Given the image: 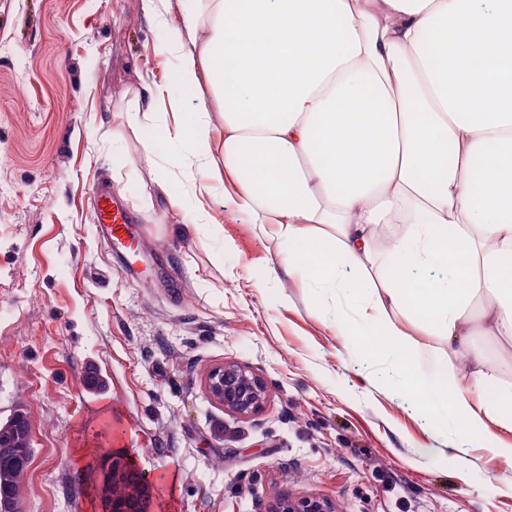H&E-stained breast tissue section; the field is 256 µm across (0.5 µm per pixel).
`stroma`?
I'll return each mask as SVG.
<instances>
[{
  "label": "stroma",
  "instance_id": "obj_1",
  "mask_svg": "<svg viewBox=\"0 0 512 512\" xmlns=\"http://www.w3.org/2000/svg\"><path fill=\"white\" fill-rule=\"evenodd\" d=\"M142 0H0V421L30 419L23 512H105L101 455L122 445L152 481L154 512H262L283 496L341 512H512V465L459 460L395 397L394 358L365 362L335 304L312 303L275 225L232 211L207 179L214 236L158 203L129 114L142 82L181 58ZM108 191L135 242L111 244L94 212ZM231 362L265 379L241 417L206 395ZM104 392L84 386L89 371Z\"/></svg>",
  "mask_w": 512,
  "mask_h": 512
}]
</instances>
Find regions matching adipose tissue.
<instances>
[{
    "label": "adipose tissue",
    "instance_id": "ef3b65f1",
    "mask_svg": "<svg viewBox=\"0 0 512 512\" xmlns=\"http://www.w3.org/2000/svg\"><path fill=\"white\" fill-rule=\"evenodd\" d=\"M166 28L176 79L135 95L145 149L181 148L206 176L228 173L235 208L276 225L313 299L332 288L358 324L410 364L402 395L460 450L512 464V392L471 388L497 372L476 336L512 341V0H181ZM220 91L224 156L207 105L183 111L200 81ZM174 111L155 119L156 104ZM398 224L379 256L373 228ZM487 298L474 311L476 298ZM411 312L475 367L464 387L400 322Z\"/></svg>",
    "mask_w": 512,
    "mask_h": 512
}]
</instances>
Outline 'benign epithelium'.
I'll use <instances>...</instances> for the list:
<instances>
[{"label":"benign epithelium","instance_id":"benign-epithelium-1","mask_svg":"<svg viewBox=\"0 0 512 512\" xmlns=\"http://www.w3.org/2000/svg\"><path fill=\"white\" fill-rule=\"evenodd\" d=\"M205 387L211 401L228 412L242 416L261 411L268 397L265 380L235 363L226 362L212 369ZM112 484L126 485L127 493L122 497H112L108 512H151L147 476L119 449L112 453ZM266 512H336V507L330 499L323 497L303 500L282 498Z\"/></svg>","mask_w":512,"mask_h":512}]
</instances>
